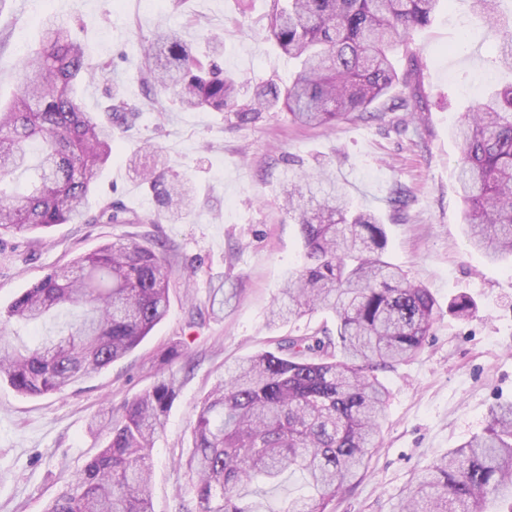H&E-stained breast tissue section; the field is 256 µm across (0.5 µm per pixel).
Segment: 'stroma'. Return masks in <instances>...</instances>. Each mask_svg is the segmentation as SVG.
Returning <instances> with one entry per match:
<instances>
[{
  "label": "stroma",
  "instance_id": "obj_1",
  "mask_svg": "<svg viewBox=\"0 0 512 512\" xmlns=\"http://www.w3.org/2000/svg\"><path fill=\"white\" fill-rule=\"evenodd\" d=\"M272 0H47L68 21L91 63L112 64V79L81 86L78 100L99 114L111 90L136 103L135 127L119 139L98 174L91 202L117 200L136 224H58L41 241L0 242V308L66 263L105 243L156 237L173 245L180 262L198 263L191 281L171 282L166 318L131 353L58 394L17 393L0 383V512H43L100 450L88 424L176 373L178 395L150 456L153 512H171L189 482L175 465L185 452L200 397L226 364L267 350L276 340L332 324L317 312L277 324L270 310L302 248L282 208V190L294 173L326 169L355 205L385 224L386 257L429 288L439 304L431 334L414 357L381 371L389 391L382 445L369 467L336 502V512H394L416 475L472 436L489 412L512 401V261L488 262L465 236L456 171L460 149L450 135L462 102L480 97L500 72L490 63L494 32L478 28L469 0L440 10L411 36L396 67L421 69L417 91L397 86L396 97L418 96V110L353 116L335 128L300 127L280 112L238 126L222 112L185 110L160 89L141 82L142 46L161 30L176 29L194 46L217 34L224 67L250 97L259 84L287 82L292 63L266 39ZM34 0H0V102L16 86L19 45L36 46ZM163 148L173 172L191 177L192 212L177 223H152L150 193L129 158L144 143ZM406 205L394 210L395 189ZM223 284V308L210 309L211 288ZM467 295L472 316L459 319L448 302ZM206 308L196 327L191 305ZM177 348L175 360L164 359Z\"/></svg>",
  "mask_w": 512,
  "mask_h": 512
}]
</instances>
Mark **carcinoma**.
Here are the masks:
<instances>
[{
    "instance_id": "cac0c4a2",
    "label": "carcinoma",
    "mask_w": 512,
    "mask_h": 512,
    "mask_svg": "<svg viewBox=\"0 0 512 512\" xmlns=\"http://www.w3.org/2000/svg\"><path fill=\"white\" fill-rule=\"evenodd\" d=\"M505 0H471L479 24L500 34L491 63L512 71V16ZM446 0H274L267 37L296 63L292 80L240 98L235 76L221 62L223 43L199 56L177 30L144 46L143 82L161 87L186 109L225 112L238 126L263 112L292 123L332 128L367 113L398 84L394 53L411 32L431 22ZM11 101L0 104V236L27 237L56 224H136L109 202L90 212L97 172L112 143L139 116L118 91L103 122L77 102L88 77L111 80V63L92 65L71 24L47 15L36 48L18 61ZM458 182L470 245L490 261L512 256V82L459 113ZM142 181L161 218L181 219L192 207L188 181L165 168L162 149ZM24 174L28 187H9ZM284 207L297 226L303 261L288 270L276 323L318 311L336 331L284 337L272 350L244 357L196 406L190 445L177 465L191 476L173 512H335L336 498L365 472L381 439L387 390L376 371L417 354L430 336L437 301L385 259L381 218L353 207L324 170L288 180ZM195 265L174 267L166 245L151 240L106 243L58 266L0 309V322L38 324L60 312L70 321L20 351L0 343V380L25 396L57 394L132 352L167 315L170 281L193 277ZM475 305L466 295L448 303L460 319ZM175 373L160 377L104 421L90 424L100 452L45 512H153L150 453L176 396ZM311 490L279 509L270 493L285 475ZM512 512V403L489 413L483 434L422 470L397 512Z\"/></svg>"
}]
</instances>
